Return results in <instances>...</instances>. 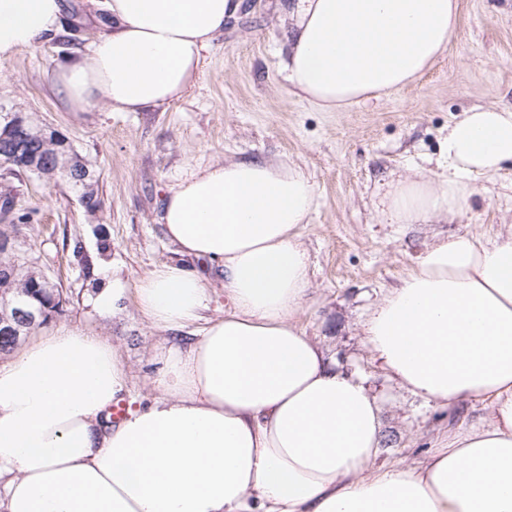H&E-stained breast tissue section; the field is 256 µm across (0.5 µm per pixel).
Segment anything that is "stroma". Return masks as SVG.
<instances>
[{"label":"stroma","instance_id":"35a3bbf8","mask_svg":"<svg viewBox=\"0 0 512 512\" xmlns=\"http://www.w3.org/2000/svg\"><path fill=\"white\" fill-rule=\"evenodd\" d=\"M64 25L52 38L0 60V117L20 112L64 136L93 169L97 210L83 207L62 178L0 167V196L30 213L27 224L0 215V234L58 286L64 311L41 336L80 330L110 340L128 373L130 396L152 395L160 356L183 332L153 326L135 290L154 265L176 262L208 275L204 317H223L230 301L221 276L183 256L161 216L170 189L194 169L240 160H288L312 181L317 207L300 228L311 278L299 322L337 365L364 375L383 405L378 464L411 461L439 430L464 427L482 411L462 402L434 410L399 388L361 346L367 315L435 239L471 236L485 243L512 234V165L477 179V194L453 219L390 224L382 200L390 181L437 174L448 125L472 106L512 107V0H459L456 38L414 83L337 111L287 91L284 66L292 19L277 0H241L202 57L182 98L140 112L100 104L64 107L52 68L105 31L101 0H65ZM118 274L127 293L103 317L89 297L102 274Z\"/></svg>","mask_w":512,"mask_h":512}]
</instances>
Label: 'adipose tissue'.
Listing matches in <instances>:
<instances>
[{
    "label": "adipose tissue",
    "instance_id": "obj_1",
    "mask_svg": "<svg viewBox=\"0 0 512 512\" xmlns=\"http://www.w3.org/2000/svg\"><path fill=\"white\" fill-rule=\"evenodd\" d=\"M241 0H105L108 30L56 64L63 104L120 112L179 99ZM64 0H0V59L61 27ZM290 94L336 111L415 82L447 50L459 0H292ZM438 177L390 182L396 224L452 216L474 179L512 163V109L448 127ZM316 192L282 160L211 164L182 178L162 216L180 252L208 260L231 307L203 321L205 277L160 263L136 291L155 327H204L172 344L158 396L129 395L118 349L64 331L0 367V512H512V234L431 245L373 310L362 344L436 409L479 402L417 460L376 466L382 408L300 327L311 287L299 228Z\"/></svg>",
    "mask_w": 512,
    "mask_h": 512
}]
</instances>
